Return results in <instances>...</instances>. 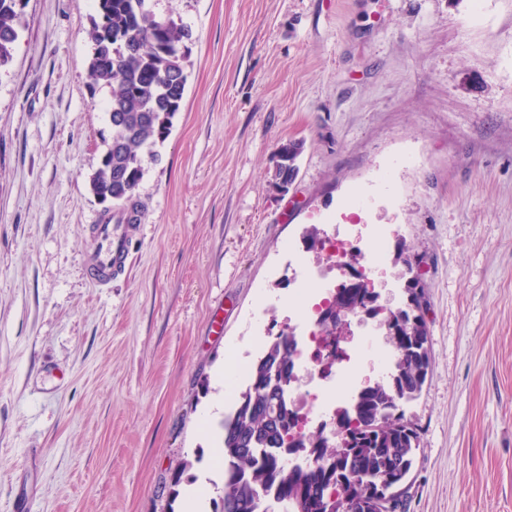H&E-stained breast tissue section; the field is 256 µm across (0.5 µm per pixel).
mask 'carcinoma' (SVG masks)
I'll return each instance as SVG.
<instances>
[{
  "mask_svg": "<svg viewBox=\"0 0 512 512\" xmlns=\"http://www.w3.org/2000/svg\"><path fill=\"white\" fill-rule=\"evenodd\" d=\"M15 0H0V66L18 38ZM90 77L113 85L112 142L91 180L98 198L138 214L137 186L144 155L171 133L187 86L182 51L190 32L150 9L148 0H98V15L86 33ZM303 143L278 148L274 186L294 183ZM407 308L394 318L405 335L395 337L391 379L358 394L354 417L340 421L342 437L316 439L315 461L286 466L291 417L285 403L294 379V335L281 332L250 367L246 388L222 421L221 512H397L412 486L421 431L404 404L417 399L431 367L428 329L422 314L424 289L407 288Z\"/></svg>",
  "mask_w": 512,
  "mask_h": 512,
  "instance_id": "1",
  "label": "carcinoma"
}]
</instances>
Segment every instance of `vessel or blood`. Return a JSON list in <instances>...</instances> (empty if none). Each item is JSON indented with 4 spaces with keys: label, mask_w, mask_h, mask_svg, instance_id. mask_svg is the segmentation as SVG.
Returning <instances> with one entry per match:
<instances>
[{
    "label": "vessel or blood",
    "mask_w": 512,
    "mask_h": 512,
    "mask_svg": "<svg viewBox=\"0 0 512 512\" xmlns=\"http://www.w3.org/2000/svg\"><path fill=\"white\" fill-rule=\"evenodd\" d=\"M130 210L116 212L95 227L98 246L91 257L96 280L104 282L122 276L130 254Z\"/></svg>",
    "instance_id": "b4317fda"
}]
</instances>
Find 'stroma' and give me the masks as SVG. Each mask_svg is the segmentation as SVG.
<instances>
[{
  "mask_svg": "<svg viewBox=\"0 0 512 512\" xmlns=\"http://www.w3.org/2000/svg\"><path fill=\"white\" fill-rule=\"evenodd\" d=\"M188 28L183 107L144 162L127 274L87 271L112 136L96 0H29L0 67V512H179L222 484L218 382L297 329L307 228H392L432 372L401 512H512V0H150ZM304 150L288 191L280 144ZM406 242L414 266L398 260Z\"/></svg>",
  "mask_w": 512,
  "mask_h": 512,
  "instance_id": "1",
  "label": "stroma"
}]
</instances>
